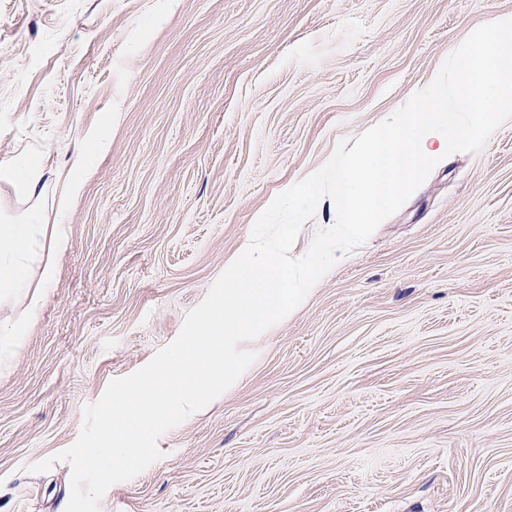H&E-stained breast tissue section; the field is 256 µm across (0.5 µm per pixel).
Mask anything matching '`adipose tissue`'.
I'll list each match as a JSON object with an SVG mask.
<instances>
[{
  "mask_svg": "<svg viewBox=\"0 0 512 512\" xmlns=\"http://www.w3.org/2000/svg\"><path fill=\"white\" fill-rule=\"evenodd\" d=\"M62 247L60 239H51L40 265L38 279H31L28 266L20 263L0 264V293L16 297L23 312H31L42 302V290L55 274L54 256Z\"/></svg>",
  "mask_w": 512,
  "mask_h": 512,
  "instance_id": "adipose-tissue-1",
  "label": "adipose tissue"
}]
</instances>
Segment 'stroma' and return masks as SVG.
Masks as SVG:
<instances>
[{"label":"stroma","mask_w":512,"mask_h":512,"mask_svg":"<svg viewBox=\"0 0 512 512\" xmlns=\"http://www.w3.org/2000/svg\"><path fill=\"white\" fill-rule=\"evenodd\" d=\"M512 0H0V512H65L86 406L178 335L274 198ZM100 512H512V118L443 158ZM39 224H9L0 226V250L4 247L22 252L26 249ZM62 247L63 243L59 238L50 240L46 256L41 261L36 284H32L28 266L20 263L0 264V293L16 297L21 302L22 317L42 303V288H45L55 274L54 256Z\"/></svg>","instance_id":"obj_1"}]
</instances>
